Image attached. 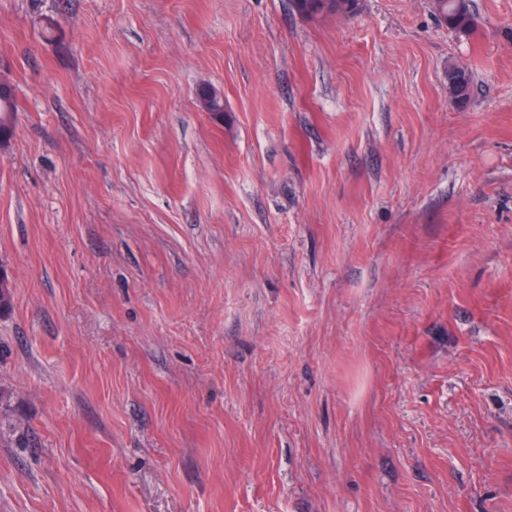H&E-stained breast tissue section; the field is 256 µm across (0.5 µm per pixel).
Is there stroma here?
<instances>
[{
    "instance_id": "1",
    "label": "stroma",
    "mask_w": 512,
    "mask_h": 512,
    "mask_svg": "<svg viewBox=\"0 0 512 512\" xmlns=\"http://www.w3.org/2000/svg\"><path fill=\"white\" fill-rule=\"evenodd\" d=\"M358 3L0 0V512H512V0ZM358 0H292L293 10L304 17L319 15L352 16ZM334 2V3H329ZM433 8L442 23L457 33L469 35L475 25V19L470 8V0L464 1L463 8L459 0H433ZM472 88L471 74L468 69L449 65L448 67V98L459 108H464L470 100ZM0 87V140L7 142L14 132L17 103L8 83L1 81ZM3 135L5 139L2 138Z\"/></svg>"
}]
</instances>
